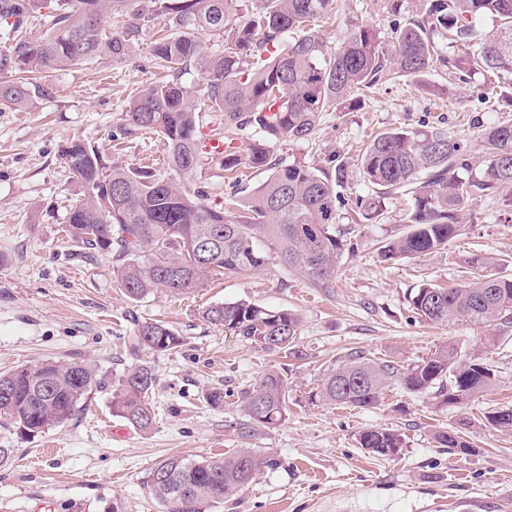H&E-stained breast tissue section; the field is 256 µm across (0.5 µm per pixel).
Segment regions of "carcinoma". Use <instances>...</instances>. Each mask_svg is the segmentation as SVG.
<instances>
[{
	"label": "carcinoma",
	"instance_id": "obj_1",
	"mask_svg": "<svg viewBox=\"0 0 512 512\" xmlns=\"http://www.w3.org/2000/svg\"><path fill=\"white\" fill-rule=\"evenodd\" d=\"M336 0H0V26L9 48L0 52V105L24 108L40 94L30 74L65 69L101 56L125 59L144 31L158 22L168 35L153 42L151 55L164 78L140 88L125 109L124 134H158L167 171L151 167H109L87 144L72 138L60 156L81 187L66 232L85 248L110 253L126 297L139 301L158 289L194 292L225 274L246 276L276 262L317 288L333 287L336 265L354 243L339 229L342 198L350 171L332 154L320 168L277 154L278 146L312 139L323 112L350 110L379 82L418 79L436 63L459 78L481 73L491 90L512 91V0H427L424 15L393 32L354 26L346 40L330 48L308 23L331 15ZM44 17L38 37L23 34L24 23ZM497 23L475 42L477 23ZM445 36L457 55L442 54L435 35ZM224 49H202L203 39ZM195 74V91L184 77ZM482 156L469 157L465 142L440 127L394 129L378 134L363 149L357 169L371 193L358 200L360 218L370 221L392 196L411 195L409 231L378 248L384 261L422 257L448 248L461 235L462 217L473 201L512 189V123L503 121L481 133ZM224 142V155L204 151V140ZM207 163L225 172L244 165L264 168L268 177L247 195L233 189L226 205L213 206L192 190ZM203 248L202 263L190 248ZM467 264L479 271L456 288L425 284L409 295L422 321L441 326L459 322L491 327L497 337L512 331V279L492 272L504 263L490 254H473ZM208 324L231 330L265 349L298 356L300 317L288 309L249 300L214 303L201 310ZM181 336L159 322L135 325L133 352H168ZM157 376L136 365L112 391V414L139 430L153 426L149 394ZM409 393L436 389L440 402L464 404L496 384L486 363L445 344L407 366L363 352L348 355L327 370L312 401L366 410L386 387ZM101 381L88 362L46 360L0 373L10 391L0 412L20 434L34 437L70 420ZM288 377L267 371L241 393L239 404L252 422L270 427L287 419ZM497 431L512 434V407L486 416ZM439 444L457 454L471 452L456 433L440 432ZM361 448L391 456L401 435L368 428ZM266 456L251 450L188 458L172 455L158 462L146 481L166 512H201L248 487L265 468Z\"/></svg>",
	"mask_w": 512,
	"mask_h": 512
}]
</instances>
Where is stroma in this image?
Masks as SVG:
<instances>
[{
    "mask_svg": "<svg viewBox=\"0 0 512 512\" xmlns=\"http://www.w3.org/2000/svg\"><path fill=\"white\" fill-rule=\"evenodd\" d=\"M421 2L338 0L336 18L318 23L317 31L332 48L355 24L374 26L388 39L417 17ZM154 35L147 30L121 61L42 70L35 78L42 94L31 108L0 106V372L43 360L84 361L96 364L103 381L69 421L37 436L0 424V448L10 451L0 463V512H166L146 486L154 464L242 448L273 458L274 466L208 512H512V434L485 421L487 412L512 406V335L490 346L487 328L429 325L408 302L423 284L451 288L472 279L465 259L473 253L504 258L497 273L512 278V206L502 196L474 203L464 233L446 250L384 262L378 244L407 230V199L393 197L358 227L357 250L344 254L327 290L272 263L192 294L158 291L133 302L113 273L111 254L85 256L67 237L78 188L59 156L65 141L82 139L110 166H150L163 153L156 134L118 133L132 92L155 79ZM504 120L512 122V109L486 93L482 75L463 83L437 64L421 79L377 86L353 111L322 113L312 140L283 143L277 153L317 167L338 153L353 166L379 132L428 125L462 137L477 157L479 128ZM239 299L297 312L299 358L202 320V307ZM145 321L169 324L181 346L132 355L128 338ZM445 343L490 365L496 385L457 407L396 384L367 410L311 400L324 371L351 352L406 365ZM138 364L157 376L150 394L155 421L147 431L111 409L114 383ZM271 369L287 372L291 400L287 419L264 427L244 415L239 397ZM216 389L224 401L214 406L207 396ZM371 427L401 434L396 455L359 448V433ZM441 431L458 432L472 453L439 447Z\"/></svg>",
    "mask_w": 512,
    "mask_h": 512,
    "instance_id": "obj_1",
    "label": "stroma"
}]
</instances>
